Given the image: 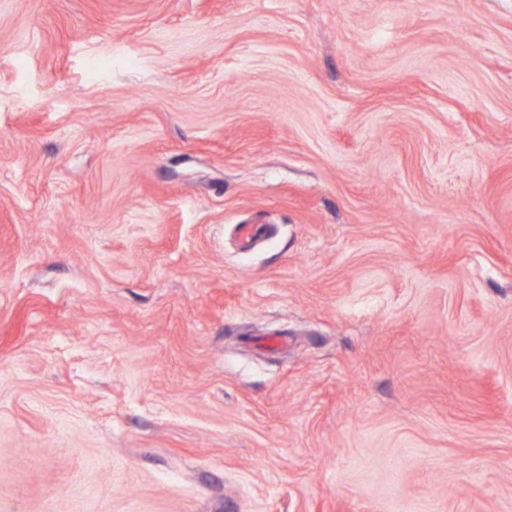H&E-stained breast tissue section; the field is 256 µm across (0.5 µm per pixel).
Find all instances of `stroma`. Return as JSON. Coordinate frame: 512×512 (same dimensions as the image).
Wrapping results in <instances>:
<instances>
[{
    "label": "stroma",
    "mask_w": 512,
    "mask_h": 512,
    "mask_svg": "<svg viewBox=\"0 0 512 512\" xmlns=\"http://www.w3.org/2000/svg\"><path fill=\"white\" fill-rule=\"evenodd\" d=\"M0 512H512V0H0Z\"/></svg>",
    "instance_id": "stroma-1"
}]
</instances>
